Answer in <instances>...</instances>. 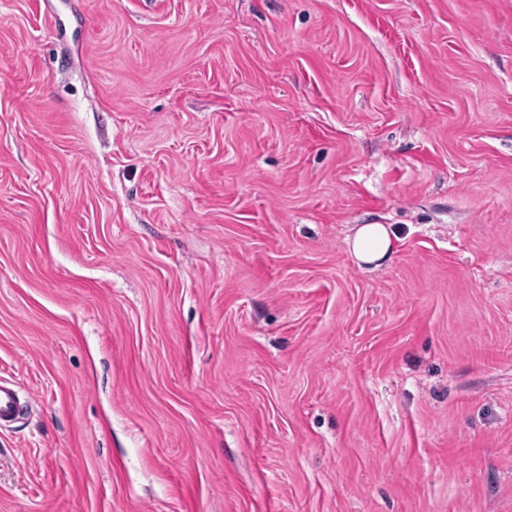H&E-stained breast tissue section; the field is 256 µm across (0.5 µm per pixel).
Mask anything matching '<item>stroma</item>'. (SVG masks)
<instances>
[{
	"label": "stroma",
	"instance_id": "stroma-1",
	"mask_svg": "<svg viewBox=\"0 0 512 512\" xmlns=\"http://www.w3.org/2000/svg\"><path fill=\"white\" fill-rule=\"evenodd\" d=\"M0 380V512H512V0H0ZM396 240L389 225L361 224L354 230L347 243L360 264L379 266L391 258ZM19 392L9 383L0 381V426L13 422L20 411Z\"/></svg>",
	"mask_w": 512,
	"mask_h": 512
}]
</instances>
